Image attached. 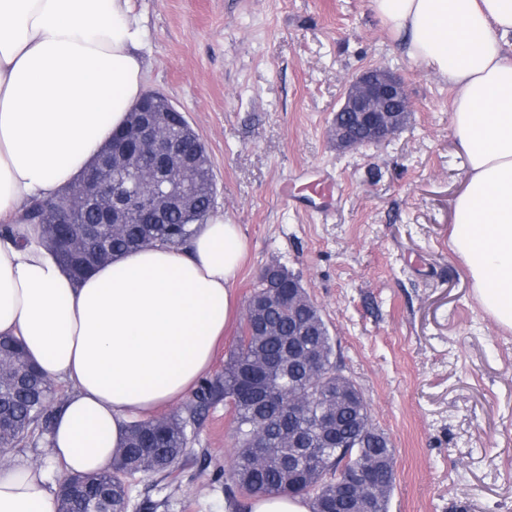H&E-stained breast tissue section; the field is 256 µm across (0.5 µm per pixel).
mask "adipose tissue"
<instances>
[{
  "mask_svg": "<svg viewBox=\"0 0 512 512\" xmlns=\"http://www.w3.org/2000/svg\"><path fill=\"white\" fill-rule=\"evenodd\" d=\"M406 54L455 90L468 165L456 252L481 306L512 328V0H371ZM131 0H0V336L71 392L49 449L66 472L103 469L129 418L194 391L231 312L245 250L209 216L181 247L124 254L74 282L22 220L89 166L144 94ZM45 470L0 468V512H55Z\"/></svg>",
  "mask_w": 512,
  "mask_h": 512,
  "instance_id": "1",
  "label": "adipose tissue"
}]
</instances>
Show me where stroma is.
<instances>
[{
  "label": "stroma",
  "mask_w": 512,
  "mask_h": 512,
  "mask_svg": "<svg viewBox=\"0 0 512 512\" xmlns=\"http://www.w3.org/2000/svg\"><path fill=\"white\" fill-rule=\"evenodd\" d=\"M146 88L205 144L215 213L247 241L223 374L263 269L302 281L395 450L388 512H512V332L478 304L453 251L467 161L453 93L413 62L370 0H132ZM384 64L411 112L389 142L337 150L350 80ZM232 417L209 405L172 476L138 478L129 512H229Z\"/></svg>",
  "instance_id": "1"
}]
</instances>
